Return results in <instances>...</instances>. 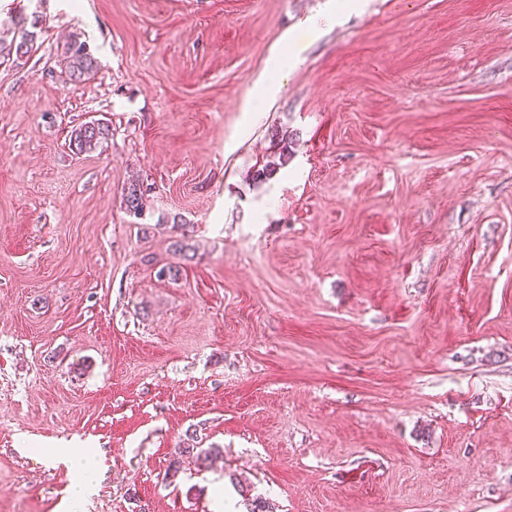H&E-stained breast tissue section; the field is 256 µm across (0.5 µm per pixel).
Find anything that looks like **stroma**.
Returning a JSON list of instances; mask_svg holds the SVG:
<instances>
[{
    "mask_svg": "<svg viewBox=\"0 0 512 512\" xmlns=\"http://www.w3.org/2000/svg\"><path fill=\"white\" fill-rule=\"evenodd\" d=\"M15 14L0 512H512V0H0L1 38ZM28 24L27 17H17L15 18L14 25H15V31L14 36L11 40V42L8 45H4L0 52L1 54L4 53L6 57H9L11 52L14 51L15 55L20 58L30 55L34 50V32H30L26 29ZM16 34V36H15ZM20 35V39L17 42V37ZM7 50V51H6ZM4 56V58H5ZM65 63L69 78L74 82H82L94 71L96 59L84 41L71 39L65 48ZM71 135L70 146L76 154L96 149L109 137L110 127L103 122L90 121L81 124Z\"/></svg>",
    "mask_w": 512,
    "mask_h": 512,
    "instance_id": "1",
    "label": "stroma"
}]
</instances>
